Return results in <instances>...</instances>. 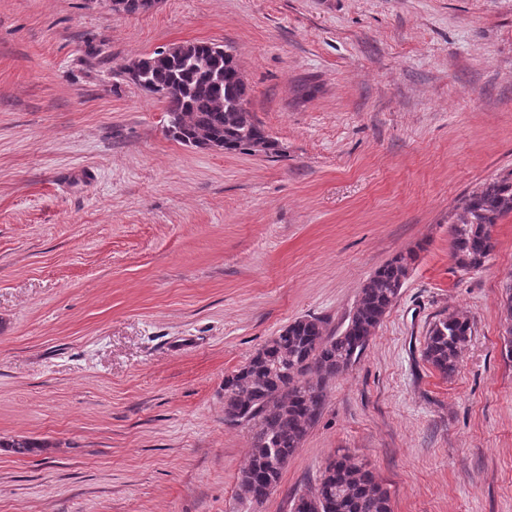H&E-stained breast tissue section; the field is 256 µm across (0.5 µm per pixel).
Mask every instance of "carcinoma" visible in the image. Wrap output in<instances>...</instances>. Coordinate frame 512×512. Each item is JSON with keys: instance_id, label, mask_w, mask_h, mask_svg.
<instances>
[{"instance_id": "cac0c4a2", "label": "carcinoma", "mask_w": 512, "mask_h": 512, "mask_svg": "<svg viewBox=\"0 0 512 512\" xmlns=\"http://www.w3.org/2000/svg\"><path fill=\"white\" fill-rule=\"evenodd\" d=\"M141 82L166 104L168 132L177 141L202 148L213 140L230 153H250L256 143L276 156L279 143L266 133L248 107V88L231 53L217 44L187 42L165 56L155 52L130 61ZM512 213V178L492 179L466 196L450 225V257L456 269H480L495 248L491 227ZM416 253H401L379 267L360 289L347 324L326 332L315 316L296 319L270 338L241 367L224 377V414L252 432L247 464L239 477L240 493L264 503L268 486L278 484L288 460L322 413L326 387L365 351L370 337L396 302ZM472 336L462 313L442 317L427 330L423 356L450 378ZM1 448L30 455L51 447L26 437ZM308 512H392L389 492L363 463L341 456L306 488Z\"/></svg>"}]
</instances>
